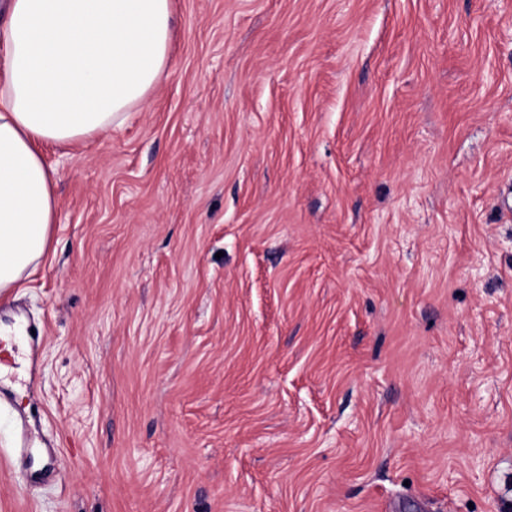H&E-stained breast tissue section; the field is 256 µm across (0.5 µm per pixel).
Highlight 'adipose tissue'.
I'll use <instances>...</instances> for the list:
<instances>
[{"mask_svg":"<svg viewBox=\"0 0 512 512\" xmlns=\"http://www.w3.org/2000/svg\"><path fill=\"white\" fill-rule=\"evenodd\" d=\"M171 0L0 5V294L46 252L56 222L43 149L122 126L169 63Z\"/></svg>","mask_w":512,"mask_h":512,"instance_id":"ef3b65f1","label":"adipose tissue"}]
</instances>
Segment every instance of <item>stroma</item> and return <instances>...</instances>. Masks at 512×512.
Here are the masks:
<instances>
[{"label": "stroma", "instance_id": "stroma-1", "mask_svg": "<svg viewBox=\"0 0 512 512\" xmlns=\"http://www.w3.org/2000/svg\"><path fill=\"white\" fill-rule=\"evenodd\" d=\"M49 146L0 512H512V0H173Z\"/></svg>", "mask_w": 512, "mask_h": 512}]
</instances>
